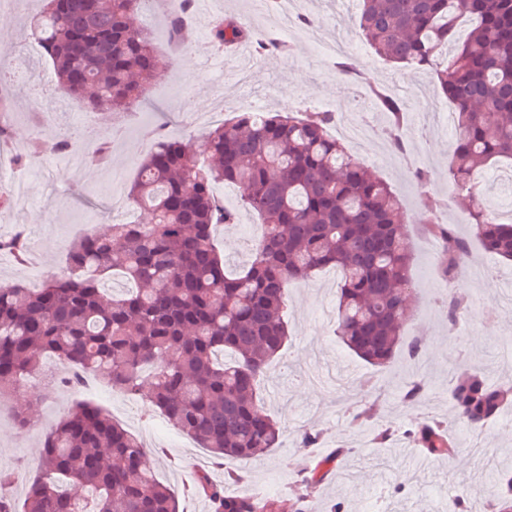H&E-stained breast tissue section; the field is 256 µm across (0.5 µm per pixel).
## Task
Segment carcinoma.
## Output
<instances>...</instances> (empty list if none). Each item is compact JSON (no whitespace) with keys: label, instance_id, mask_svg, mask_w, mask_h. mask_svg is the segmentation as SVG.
Listing matches in <instances>:
<instances>
[{"label":"carcinoma","instance_id":"cac0c4a2","mask_svg":"<svg viewBox=\"0 0 512 512\" xmlns=\"http://www.w3.org/2000/svg\"><path fill=\"white\" fill-rule=\"evenodd\" d=\"M31 24L52 67L57 89L89 110L121 117L144 103L154 74L172 68L191 42L186 28L194 0L166 15L168 49L133 24L144 0H43ZM469 34L456 39L461 21ZM353 27L376 54L437 75L455 105L456 136L448 183L469 202L472 235L485 251L512 260V223L492 214L479 190L480 169L512 163V0H361ZM215 45L248 38L259 53L279 42L251 35L234 18L211 24ZM338 74L357 75L351 54L338 56ZM391 148L406 152L401 130L409 104L374 90ZM337 113L306 109L298 116L250 112L210 128L199 151L153 129L156 146L140 162L129 202L153 213L149 224H114L107 236L86 234L68 249L66 269L39 288H0V393L17 391L41 374L44 355L73 367L68 382L88 372L131 398L148 392L169 424L219 461L247 460L279 447L280 423L261 410L260 381L290 338L284 306L291 283L331 268L338 277L336 336L359 359L383 366L424 343L404 340L409 317L412 256L407 215L392 187L372 174L329 134ZM112 137L81 136L91 158L105 162ZM76 139H35L15 155L24 165L44 152L66 154ZM239 189L254 211L260 237L234 274L214 243V228L238 212L214 194L217 183ZM439 237L440 275L455 278L470 240L447 224ZM25 258L23 234L0 249ZM121 273L135 288L107 295L103 281ZM448 321L468 309L452 293L439 300ZM454 414L482 429L512 403V392L488 383L479 370L449 381ZM426 385L411 382L404 401L421 403ZM430 454L448 456L453 439L442 422L408 434ZM39 474L22 505L8 494L11 472L0 471V512H180L179 500L146 464L144 443L102 409L77 404L47 431ZM335 458L323 457L306 483H323ZM196 492L212 512H306L305 497L230 494L206 473ZM491 512H512V471L503 470Z\"/></svg>","mask_w":512,"mask_h":512}]
</instances>
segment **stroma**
I'll return each mask as SVG.
<instances>
[{
	"label": "stroma",
	"instance_id": "obj_1",
	"mask_svg": "<svg viewBox=\"0 0 512 512\" xmlns=\"http://www.w3.org/2000/svg\"><path fill=\"white\" fill-rule=\"evenodd\" d=\"M357 10L356 0L340 8L334 0H306V12L315 25L328 38L349 45L360 71L354 81L342 79L329 56L314 52L302 30L287 39L286 52L261 57L251 50L244 59L228 58L222 69L208 71L205 64L214 51L210 26L206 16L194 13L189 63H176L156 77L151 94L160 100L157 110L128 116L127 135L113 146L111 160L87 164L75 173L59 164L55 155H41L28 180L26 206L0 211V238L24 231L41 256L39 265L27 268L1 252L0 285L38 286L45 276L60 272L75 237L104 232L114 224L118 217L113 214V197L127 194L139 163L153 148L151 132L156 125L165 124L172 136L198 147L204 130L181 122V113L206 110L218 102L228 118L255 105L291 115L312 105L343 118L364 106L381 125L385 117L375 104H364L365 90L373 85L400 94L412 107L408 124L419 133L407 136L403 155L388 143L377 144L366 165L398 193L409 217L414 313L403 332L422 337L425 346L417 359L399 355L385 366H370L335 335L337 279L323 270L291 285L285 309L291 338L260 385L264 412L283 427L281 446L256 459L233 462L232 467L246 474L244 492L261 497L302 493L309 512H326L328 504L338 501L344 512H370L381 500L390 502L395 512H448L449 498L460 493L466 496L468 512H488L493 476L512 466V416L499 415L483 431H473L455 420L448 381L475 367L491 385L512 389V263L473 244L472 258L485 262L490 273L481 280L457 279L469 307L456 321H449L438 304L448 283L438 274V249L427 231V208L432 197L449 201L447 223L459 235L470 236L467 201L448 185L454 106L439 97L434 111L425 112L421 92L432 85V77L374 54L352 28ZM3 50L9 53L5 66L16 77L9 95L18 118L14 140L0 144L1 152L11 154L14 145L25 144L34 135L38 117L30 87L35 83L43 99L56 102L54 130L110 128V114L87 110L56 91L53 71L37 41L25 35L23 15L0 11ZM419 169L430 175L423 194L413 178ZM259 235V221L247 210L240 212L237 224L217 228L215 239L228 271L245 263ZM418 379L427 382L426 401L403 404L406 385ZM373 400L380 405L374 420L352 425L348 408ZM79 402L99 406L146 444L148 464L178 495L182 512H211L208 500L192 490L203 472L223 481L224 471L214 465L211 453L169 426L148 398H128L94 378L81 392L60 383L50 392L28 387L17 394H0V468L18 475L10 488L16 501H23L26 484L37 472L43 431ZM19 406L31 408L33 427L15 424L13 413ZM436 420L447 424L462 451L432 458L424 469H411L407 455L414 447L405 431ZM383 427L395 432L384 447L373 439L375 430ZM308 429L322 433L318 447L299 446ZM339 447L347 453L337 468L318 488L304 491L301 477L316 460Z\"/></svg>",
	"mask_w": 512,
	"mask_h": 512
}]
</instances>
